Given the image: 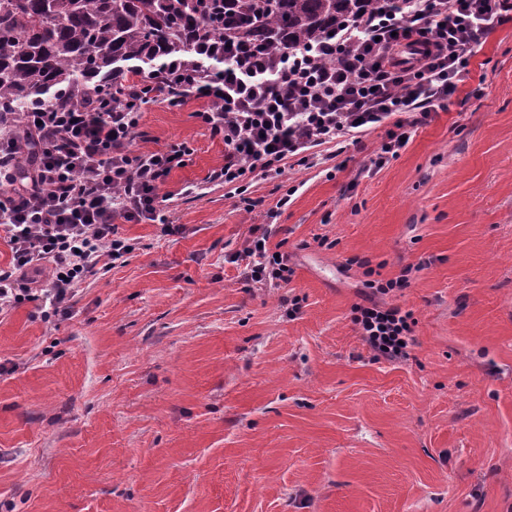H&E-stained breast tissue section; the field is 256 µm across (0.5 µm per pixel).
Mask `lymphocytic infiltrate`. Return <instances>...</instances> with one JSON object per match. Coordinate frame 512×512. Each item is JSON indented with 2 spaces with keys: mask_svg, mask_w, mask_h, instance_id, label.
Wrapping results in <instances>:
<instances>
[{
  "mask_svg": "<svg viewBox=\"0 0 512 512\" xmlns=\"http://www.w3.org/2000/svg\"><path fill=\"white\" fill-rule=\"evenodd\" d=\"M345 21L304 49L235 52L223 74L182 64L179 88L145 81L113 96L90 89L85 107L48 106L0 121V232L11 262L0 267V310L31 301L68 315L73 293L101 261L117 262L132 246L113 221L160 225L169 231L159 189L191 150L176 143L137 152L146 105H205L196 118L224 142V164L212 179L235 186L261 175L276 178L288 160L308 165L318 147L358 142L386 127L371 169L396 158L414 128L444 107L462 81L472 50L512 11V0H398ZM255 282L290 283L285 258L251 240L242 253ZM406 279L366 281L353 322L376 358L409 360L416 321L411 311L382 303Z\"/></svg>",
  "mask_w": 512,
  "mask_h": 512,
  "instance_id": "obj_1",
  "label": "lymphocytic infiltrate"
}]
</instances>
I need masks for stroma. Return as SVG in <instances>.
Wrapping results in <instances>:
<instances>
[{
	"label": "stroma",
	"mask_w": 512,
	"mask_h": 512,
	"mask_svg": "<svg viewBox=\"0 0 512 512\" xmlns=\"http://www.w3.org/2000/svg\"><path fill=\"white\" fill-rule=\"evenodd\" d=\"M200 107L146 106L135 141L192 150L161 188L176 232L119 222L132 253L69 317L0 311V512H512V19L396 160L365 169L381 128L318 147L249 213ZM265 231L290 284L235 258ZM364 259L409 278L385 301L413 361L351 320Z\"/></svg>",
	"instance_id": "obj_1"
}]
</instances>
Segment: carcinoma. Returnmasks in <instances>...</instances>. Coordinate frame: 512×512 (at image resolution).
<instances>
[{
    "mask_svg": "<svg viewBox=\"0 0 512 512\" xmlns=\"http://www.w3.org/2000/svg\"><path fill=\"white\" fill-rule=\"evenodd\" d=\"M372 0H0V113L81 101L85 87L118 94L168 78L170 62L234 64L227 45H314Z\"/></svg>",
    "mask_w": 512,
    "mask_h": 512,
    "instance_id": "obj_1",
    "label": "carcinoma"
}]
</instances>
